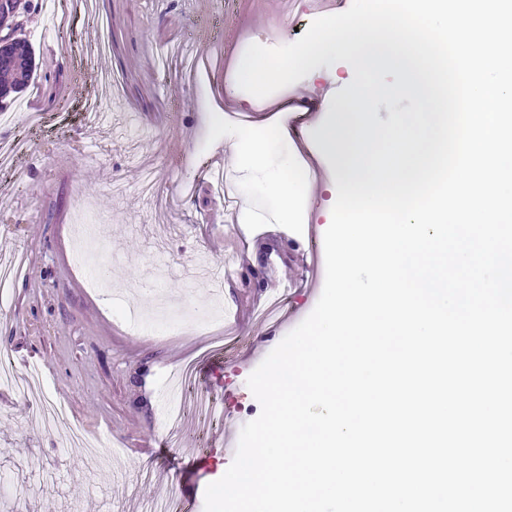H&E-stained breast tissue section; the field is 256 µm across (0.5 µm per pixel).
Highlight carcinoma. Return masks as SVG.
I'll return each instance as SVG.
<instances>
[{
    "mask_svg": "<svg viewBox=\"0 0 512 512\" xmlns=\"http://www.w3.org/2000/svg\"><path fill=\"white\" fill-rule=\"evenodd\" d=\"M24 0H15L13 13L0 15V31L7 37L0 40V110L7 106V98L27 86L35 72V54L29 40L18 33L14 18L25 9Z\"/></svg>",
    "mask_w": 512,
    "mask_h": 512,
    "instance_id": "obj_1",
    "label": "carcinoma"
}]
</instances>
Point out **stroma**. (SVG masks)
Here are the masks:
<instances>
[{
    "instance_id": "obj_1",
    "label": "stroma",
    "mask_w": 512,
    "mask_h": 512,
    "mask_svg": "<svg viewBox=\"0 0 512 512\" xmlns=\"http://www.w3.org/2000/svg\"><path fill=\"white\" fill-rule=\"evenodd\" d=\"M243 2V15L228 16L221 0H60L56 9L31 0L19 18L36 71L18 95L25 111L0 132L20 143L0 169V263L24 260L0 307V360L19 376L40 365L43 382L24 399L0 394V512H139L206 489L236 454L225 427L260 413L248 377L319 300L311 235L325 223L334 163L323 162L299 223H275L276 204L260 193L310 125L271 144L265 167L243 161L241 191L257 201L241 227L211 188L226 167L211 118L251 109L254 96L226 83L219 65L192 91L177 69L157 66L168 40L193 44L201 15L227 32L230 57L244 56L241 28L262 29L274 0ZM332 73L265 97L253 123L287 107L335 112ZM81 200L101 230L84 266L71 232ZM201 260L236 274L198 281ZM275 293L284 297L276 324L261 316ZM189 362L217 411L208 422L189 415L173 434L170 377ZM46 401L65 407L63 420L39 418ZM74 430L97 441L95 453L71 444Z\"/></svg>"
}]
</instances>
